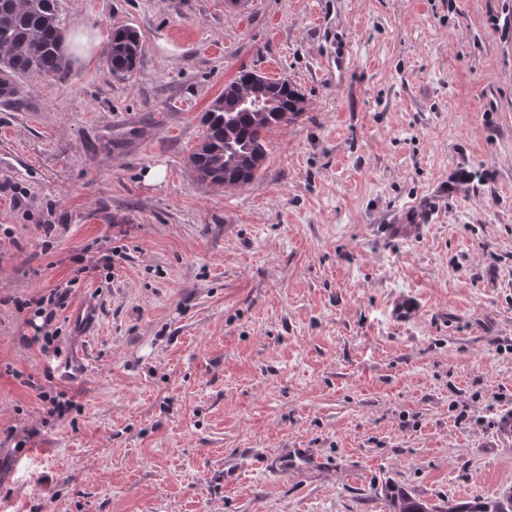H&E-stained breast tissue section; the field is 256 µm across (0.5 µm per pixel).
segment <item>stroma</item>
Wrapping results in <instances>:
<instances>
[{
  "label": "stroma",
  "instance_id": "35a3bbf8",
  "mask_svg": "<svg viewBox=\"0 0 512 512\" xmlns=\"http://www.w3.org/2000/svg\"><path fill=\"white\" fill-rule=\"evenodd\" d=\"M58 8L64 34L128 25L144 51L125 79L105 49L67 56L0 103V512H392L396 490L512 488V0ZM243 66L304 108L249 184L205 186L187 158ZM437 195L417 235H382ZM60 287L54 356L21 304ZM296 448L313 457L287 479L254 466Z\"/></svg>",
  "mask_w": 512,
  "mask_h": 512
}]
</instances>
